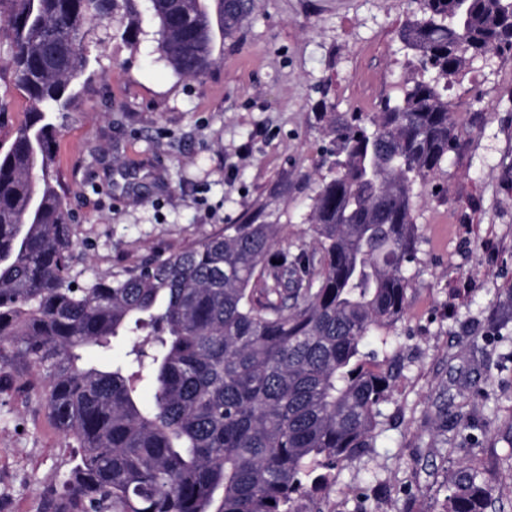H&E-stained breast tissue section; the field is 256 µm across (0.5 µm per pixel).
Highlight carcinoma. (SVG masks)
<instances>
[{"instance_id":"cac0c4a2","label":"carcinoma","mask_w":512,"mask_h":512,"mask_svg":"<svg viewBox=\"0 0 512 512\" xmlns=\"http://www.w3.org/2000/svg\"><path fill=\"white\" fill-rule=\"evenodd\" d=\"M0 0V39L27 116L0 141V395L38 398L72 448L42 512H313L332 471L376 447L395 379L364 352L406 308L416 188L452 147L445 91L467 59L512 46V0H420L404 38L418 73L371 114L322 103L330 177L312 199L315 251L276 248L281 224H226L177 252L71 276L76 241L54 116L90 78V25L115 23L182 77L248 17L217 0ZM277 263H272V260ZM129 339L118 364L80 351ZM20 366L41 378L23 380ZM152 401L143 398L145 389ZM468 398L450 400L454 428ZM494 488L462 465L442 512H485Z\"/></svg>"}]
</instances>
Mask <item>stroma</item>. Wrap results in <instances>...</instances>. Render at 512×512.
Returning a JSON list of instances; mask_svg holds the SVG:
<instances>
[{"mask_svg": "<svg viewBox=\"0 0 512 512\" xmlns=\"http://www.w3.org/2000/svg\"><path fill=\"white\" fill-rule=\"evenodd\" d=\"M200 79L178 76L144 26L136 44L96 28L94 73L58 113L53 150L76 218L72 275L84 281L167 255L227 224H281L280 248L313 250L305 229L329 174L320 104L376 111L416 73L401 31L418 0H250ZM455 142L419 190L417 261L396 338L367 350L400 368L376 447L339 466L321 512H439L449 454L441 411L477 384L467 422L512 512V50L472 58L448 84ZM29 102L0 73V139ZM62 433L33 399L0 396V512H40L68 469Z\"/></svg>", "mask_w": 512, "mask_h": 512, "instance_id": "1", "label": "stroma"}]
</instances>
